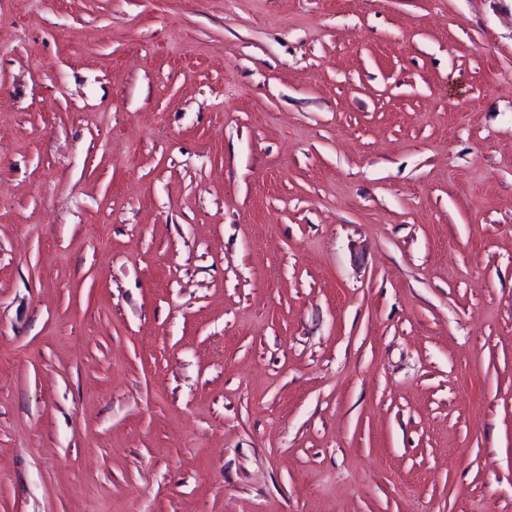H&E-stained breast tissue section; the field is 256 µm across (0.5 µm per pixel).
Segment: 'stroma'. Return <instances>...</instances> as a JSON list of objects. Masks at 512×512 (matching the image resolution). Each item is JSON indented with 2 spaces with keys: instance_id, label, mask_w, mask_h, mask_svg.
<instances>
[{
  "instance_id": "1",
  "label": "stroma",
  "mask_w": 512,
  "mask_h": 512,
  "mask_svg": "<svg viewBox=\"0 0 512 512\" xmlns=\"http://www.w3.org/2000/svg\"><path fill=\"white\" fill-rule=\"evenodd\" d=\"M0 512H512V0H0Z\"/></svg>"
}]
</instances>
